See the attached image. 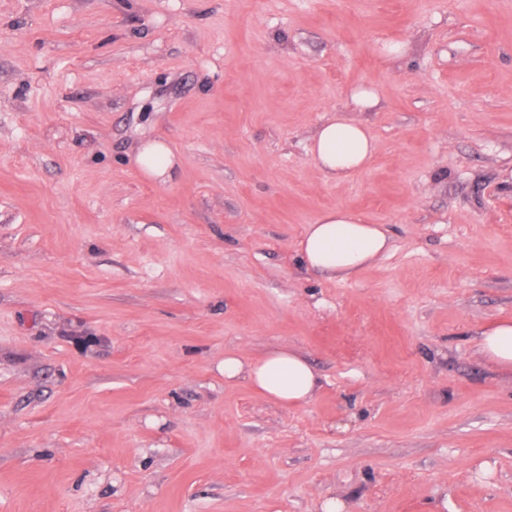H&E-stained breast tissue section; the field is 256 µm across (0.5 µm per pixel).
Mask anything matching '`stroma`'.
<instances>
[{"mask_svg":"<svg viewBox=\"0 0 512 512\" xmlns=\"http://www.w3.org/2000/svg\"><path fill=\"white\" fill-rule=\"evenodd\" d=\"M334 207L392 239L346 281L297 252ZM505 318L512 0H0V512H512ZM281 347L307 403L219 370ZM375 151L374 138L364 122L336 115L318 127L310 149L315 166L337 179L365 167ZM131 162L146 176L162 181L171 179L175 168L171 149L160 140L144 142L132 157ZM479 351L502 368L512 369V321L500 320L480 333Z\"/></svg>","mask_w":512,"mask_h":512,"instance_id":"35a3bbf8","label":"stroma"}]
</instances>
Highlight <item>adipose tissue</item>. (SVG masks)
<instances>
[{
  "mask_svg": "<svg viewBox=\"0 0 512 512\" xmlns=\"http://www.w3.org/2000/svg\"><path fill=\"white\" fill-rule=\"evenodd\" d=\"M376 144L361 121L332 117L316 130L311 143L315 166L326 176L342 179L362 169L373 157ZM146 176L171 179L175 160L160 140L144 142L131 159ZM390 249L387 229L366 223L344 208L324 211L316 223L307 225L298 251L309 270L346 280L375 263ZM478 348L485 358L512 369V321L500 320L481 332ZM224 379H239L262 395L286 405L309 401L320 386L311 364L294 351L277 349L246 361L235 354L224 357Z\"/></svg>",
  "mask_w": 512,
  "mask_h": 512,
  "instance_id": "1",
  "label": "adipose tissue"
}]
</instances>
